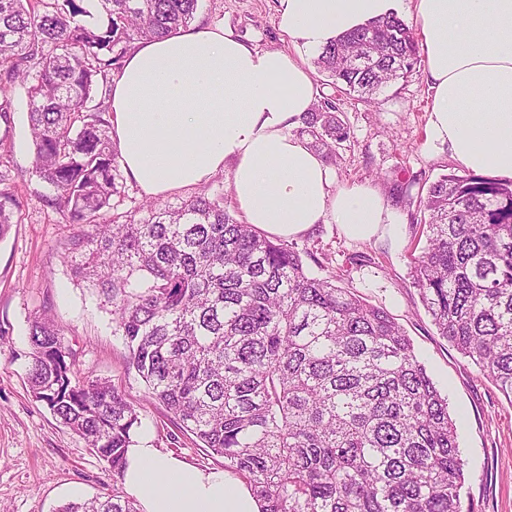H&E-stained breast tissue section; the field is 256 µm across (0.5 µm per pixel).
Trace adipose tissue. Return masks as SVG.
Segmentation results:
<instances>
[{
	"mask_svg": "<svg viewBox=\"0 0 512 512\" xmlns=\"http://www.w3.org/2000/svg\"><path fill=\"white\" fill-rule=\"evenodd\" d=\"M279 2V29L310 48L401 10V0ZM413 3L433 92L429 142L447 146L461 169L512 178V0ZM108 90L112 138L146 197L227 170L246 223L268 235L289 239L328 223L355 240L399 232L377 188L335 187L324 158L294 134L315 98L302 60L193 25L136 43ZM123 487L139 512H261L228 473L186 467L142 432L126 450Z\"/></svg>",
	"mask_w": 512,
	"mask_h": 512,
	"instance_id": "adipose-tissue-1",
	"label": "adipose tissue"
}]
</instances>
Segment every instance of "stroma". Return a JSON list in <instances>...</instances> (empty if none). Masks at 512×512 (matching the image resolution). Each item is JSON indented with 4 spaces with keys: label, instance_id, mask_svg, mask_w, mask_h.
<instances>
[{
    "label": "stroma",
    "instance_id": "35a3bbf8",
    "mask_svg": "<svg viewBox=\"0 0 512 512\" xmlns=\"http://www.w3.org/2000/svg\"><path fill=\"white\" fill-rule=\"evenodd\" d=\"M278 0H202L197 23L221 25L247 45L281 50L312 63L315 51L299 47L274 23ZM10 123L0 138L11 150L0 160L22 202L21 223L0 239V512H57L59 506L108 492L112 474L78 435L36 401L27 381L29 321L48 311L76 358L77 376L111 381L141 407V428L154 447L187 467L198 461L191 443L171 449L174 426L164 408L148 401L146 387L128 368V351L109 307L67 260L78 227L44 206L48 185L29 173L33 145L21 88L10 91ZM349 130L332 170L337 185L367 182L381 190L401 226L398 239L347 238L334 224H318L290 239L305 266L334 276L370 303L388 310L411 337L418 359L443 395L455 421L465 483V512H512V400L439 336L412 284L411 241L422 213L419 196L441 175L457 173L447 149L427 140L433 93L424 67L380 92L374 103L336 96Z\"/></svg>",
    "mask_w": 512,
    "mask_h": 512
}]
</instances>
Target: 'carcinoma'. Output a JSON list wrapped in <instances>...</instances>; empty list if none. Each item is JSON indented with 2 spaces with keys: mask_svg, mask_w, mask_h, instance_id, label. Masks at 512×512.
<instances>
[{
  "mask_svg": "<svg viewBox=\"0 0 512 512\" xmlns=\"http://www.w3.org/2000/svg\"><path fill=\"white\" fill-rule=\"evenodd\" d=\"M0 0V86L25 94L31 174L67 223L76 276L111 307L129 367L162 403L179 448L223 459L261 512H462L455 423L413 342L385 309L311 274L200 189L120 212L123 176L103 90L139 40L189 27L199 0ZM419 62L412 28L391 14L324 45L333 88L370 103ZM301 132L328 161L349 138L322 94ZM0 172V240L22 202ZM419 207L426 244L413 284L438 335L512 401V182L448 174ZM33 398L123 477L141 413L104 379L78 378L62 330L29 325ZM60 512H137L117 487Z\"/></svg>",
  "mask_w": 512,
  "mask_h": 512,
  "instance_id": "obj_1",
  "label": "carcinoma"
}]
</instances>
